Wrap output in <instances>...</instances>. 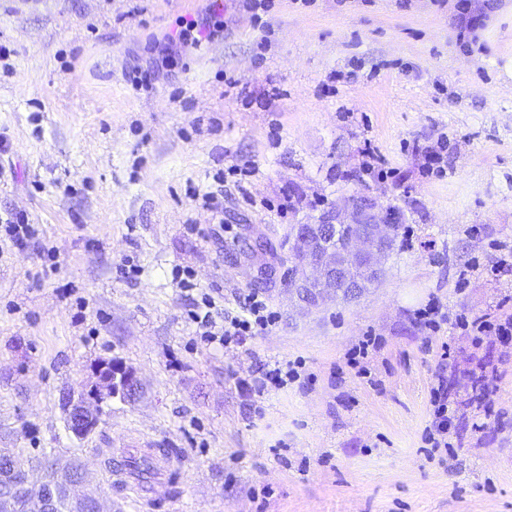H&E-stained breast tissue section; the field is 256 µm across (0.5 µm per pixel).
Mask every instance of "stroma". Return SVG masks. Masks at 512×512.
<instances>
[{"mask_svg": "<svg viewBox=\"0 0 512 512\" xmlns=\"http://www.w3.org/2000/svg\"><path fill=\"white\" fill-rule=\"evenodd\" d=\"M455 2L270 0L256 19L222 0L223 32L163 65L212 0H0V210L37 230L0 243V448L77 458L75 492L102 512H512V345L415 322L433 297L493 315L512 296V81L490 63L512 55V0L463 43ZM440 141L444 172L425 175L419 150ZM363 197L401 224L382 278L301 304L290 226ZM179 269L220 317L255 291L279 322L204 344ZM369 333L363 377L347 354ZM444 341L456 369L437 363ZM474 356L498 375L479 431L459 376ZM110 358L142 389L75 438L64 399ZM295 359L305 381L240 388ZM442 376L453 448L431 454Z\"/></svg>", "mask_w": 512, "mask_h": 512, "instance_id": "obj_1", "label": "stroma"}]
</instances>
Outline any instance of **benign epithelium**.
I'll return each mask as SVG.
<instances>
[{
    "instance_id": "7a95c632",
    "label": "benign epithelium",
    "mask_w": 512,
    "mask_h": 512,
    "mask_svg": "<svg viewBox=\"0 0 512 512\" xmlns=\"http://www.w3.org/2000/svg\"><path fill=\"white\" fill-rule=\"evenodd\" d=\"M352 223L358 225L346 249L336 253L333 241L339 225L347 223L346 214L340 210L319 221L297 229L292 239V253L301 269H312L313 276L288 274L289 291L309 306L342 295L345 287V270L360 263L367 266L374 276L383 275L382 259L388 253L393 225L371 212L370 204L360 200L353 204ZM348 298L354 299L361 292L352 284ZM95 378L90 390L78 400L69 402L68 429L81 438L93 432L100 420L104 407L112 400L127 401L141 389L136 373L115 359L100 361L93 369ZM13 490L24 501L27 512H59L60 493L57 487L40 483L29 485V472L25 471L13 479Z\"/></svg>"
}]
</instances>
